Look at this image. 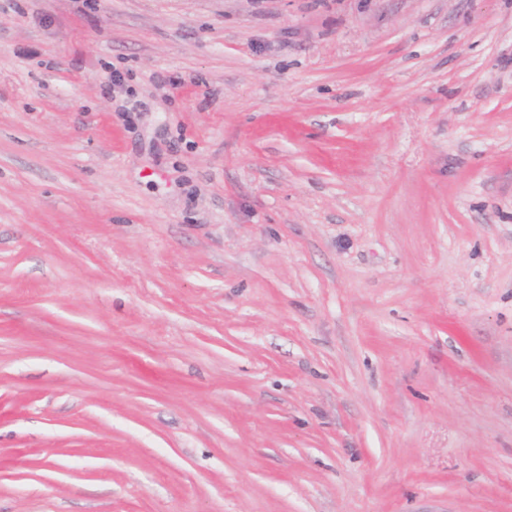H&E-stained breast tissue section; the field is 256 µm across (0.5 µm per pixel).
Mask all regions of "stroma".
I'll use <instances>...</instances> for the list:
<instances>
[{
  "instance_id": "35a3bbf8",
  "label": "stroma",
  "mask_w": 512,
  "mask_h": 512,
  "mask_svg": "<svg viewBox=\"0 0 512 512\" xmlns=\"http://www.w3.org/2000/svg\"><path fill=\"white\" fill-rule=\"evenodd\" d=\"M0 512H512V0H0Z\"/></svg>"
}]
</instances>
